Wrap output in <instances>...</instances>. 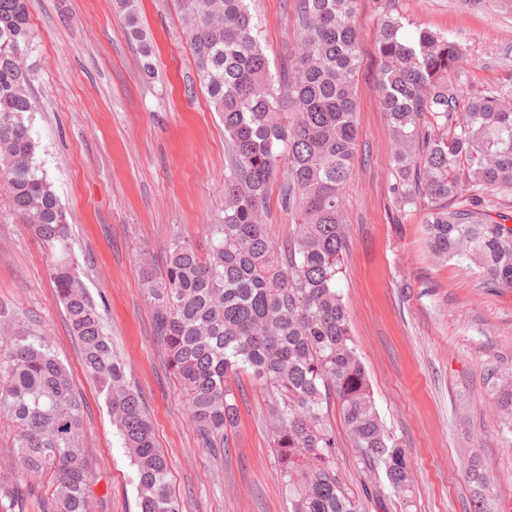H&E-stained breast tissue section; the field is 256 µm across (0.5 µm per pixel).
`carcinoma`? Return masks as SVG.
Segmentation results:
<instances>
[{"label": "carcinoma", "instance_id": "carcinoma-1", "mask_svg": "<svg viewBox=\"0 0 512 512\" xmlns=\"http://www.w3.org/2000/svg\"><path fill=\"white\" fill-rule=\"evenodd\" d=\"M180 2L230 161L224 217L211 227L207 252L176 233L164 276L145 279L190 422L202 447L223 452L238 419L231 380L245 373L271 393L268 423L288 512H365V499L389 512L390 495L410 489L413 463L376 410L338 288L358 136V0H300L296 49L274 70L248 0ZM116 8L139 45L142 72L153 75L136 0H116ZM404 29L386 13L376 42L379 101L393 142L389 191L399 211L426 210L435 259L468 261L484 287L511 289L512 87L463 94L467 49L428 28ZM32 49L27 0H0V189L11 215L54 257L59 302L135 467L140 512H180L168 458L78 275L64 208L36 163L38 143L24 118L34 111L24 67ZM279 178L296 213L286 245L265 222ZM335 404L356 463L374 477L384 472L389 493L367 485L360 500L337 478ZM82 412L70 371L46 337L18 329L0 338V421L13 448L11 466L0 471V512H26V493L43 478L46 512H92ZM465 477L474 488L470 512H484L491 479L475 461Z\"/></svg>", "mask_w": 512, "mask_h": 512}]
</instances>
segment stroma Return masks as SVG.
<instances>
[{
	"instance_id": "obj_1",
	"label": "stroma",
	"mask_w": 512,
	"mask_h": 512,
	"mask_svg": "<svg viewBox=\"0 0 512 512\" xmlns=\"http://www.w3.org/2000/svg\"><path fill=\"white\" fill-rule=\"evenodd\" d=\"M298 0H251L272 64L296 44ZM36 47L37 159L73 227L72 255L105 330L126 363L182 512H288L264 417L266 389L240 375V418L219 455L190 424L167 350L154 329L143 269L160 274L173 234L201 245L224 215V125L200 87L178 0H139L156 54L143 75L113 0H28ZM403 15L458 38L463 91L512 86V14L495 0H359L355 22L359 138L348 192L349 251L339 282L376 409L414 462L407 498L390 512H467L462 464L477 457L493 482L487 512H512V409L498 406L512 372V289L486 288L468 263L441 262L424 244L426 213L399 212L389 192L391 139L377 94L380 18ZM0 196V336L14 326L48 337L85 398L83 441L96 482L93 512H139L135 469L103 397L85 376L50 277L51 256ZM336 474L367 482L345 428Z\"/></svg>"
}]
</instances>
